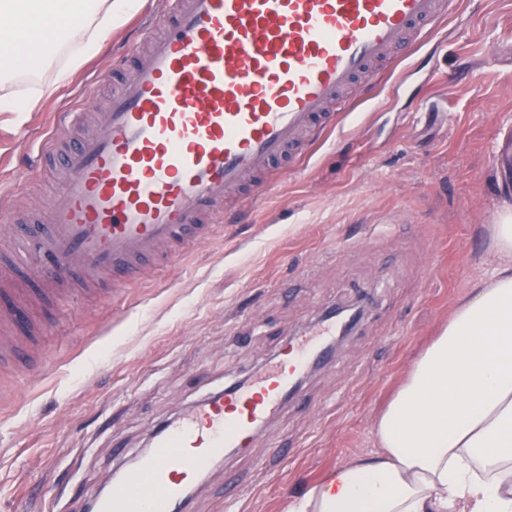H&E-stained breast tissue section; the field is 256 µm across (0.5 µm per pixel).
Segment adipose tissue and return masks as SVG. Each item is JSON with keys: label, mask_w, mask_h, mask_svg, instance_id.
<instances>
[{"label": "adipose tissue", "mask_w": 512, "mask_h": 512, "mask_svg": "<svg viewBox=\"0 0 512 512\" xmlns=\"http://www.w3.org/2000/svg\"><path fill=\"white\" fill-rule=\"evenodd\" d=\"M138 5L0 0V112L36 109ZM37 53L65 61L18 100L10 79ZM492 241L493 273L471 284L377 419L378 450L337 467L288 512H512V210Z\"/></svg>", "instance_id": "1"}]
</instances>
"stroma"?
Returning a JSON list of instances; mask_svg holds the SVG:
<instances>
[{
  "mask_svg": "<svg viewBox=\"0 0 512 512\" xmlns=\"http://www.w3.org/2000/svg\"><path fill=\"white\" fill-rule=\"evenodd\" d=\"M134 19L31 112H0V163L35 165L0 198V250L60 187L37 165L53 115L100 109L131 76ZM372 99L339 113L267 194L225 200L207 243L174 272L110 297L62 301L27 364L0 368V512H83L153 431L260 372L322 310L359 302L362 324L295 399L225 455L190 512H288L336 466L378 447L374 429L413 362L495 264L491 226L512 209V0H457Z\"/></svg>",
  "mask_w": 512,
  "mask_h": 512,
  "instance_id": "stroma-1",
  "label": "stroma"
}]
</instances>
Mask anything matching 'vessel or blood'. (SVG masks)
<instances>
[{
    "label": "vessel or blood",
    "instance_id": "vessel-or-blood-1",
    "mask_svg": "<svg viewBox=\"0 0 512 512\" xmlns=\"http://www.w3.org/2000/svg\"><path fill=\"white\" fill-rule=\"evenodd\" d=\"M448 0H165L161 36L144 25L146 48L132 79L75 136L84 112L54 128L43 158L61 165V188L44 206L46 229L0 266V314L33 330L26 300L125 286L166 247L210 240L224 193L253 183L332 120L344 93L389 62L407 37L423 40ZM332 311L291 338L255 380L208 397L161 425L153 449L94 496L95 512H187L188 490L244 449L278 411L295 381L326 356Z\"/></svg>",
    "mask_w": 512,
    "mask_h": 512
}]
</instances>
